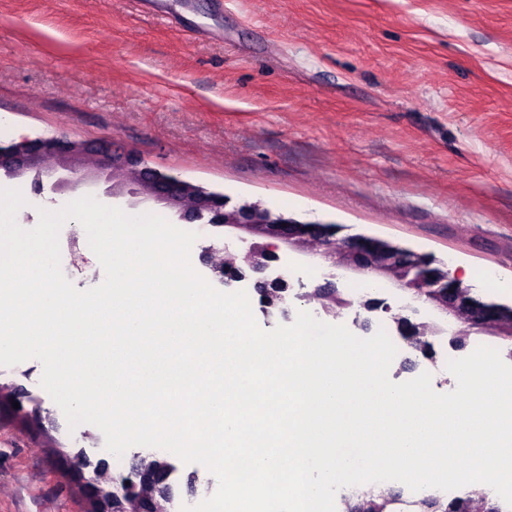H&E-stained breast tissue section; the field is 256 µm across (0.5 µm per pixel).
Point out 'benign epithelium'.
I'll list each match as a JSON object with an SVG mask.
<instances>
[{
    "instance_id": "obj_1",
    "label": "benign epithelium",
    "mask_w": 512,
    "mask_h": 512,
    "mask_svg": "<svg viewBox=\"0 0 512 512\" xmlns=\"http://www.w3.org/2000/svg\"><path fill=\"white\" fill-rule=\"evenodd\" d=\"M93 146L62 137H23L14 144L0 148V175L30 182L36 195L45 191L64 194L78 185L112 182L105 193L111 197L128 195L132 208L146 202L161 204L175 212L179 220L206 224L224 232V245H211L203 261L219 273L224 286L232 288L260 275L254 287L261 289L265 303L275 304L284 316L287 306L288 272L279 265L281 252H293L324 262V284L311 294L298 295L321 302L323 311L349 306L338 291V284L360 276L378 286L383 293L395 295L398 307L385 296L377 297L363 307L381 312L403 329L406 340L421 348L430 346L429 337L451 335L450 346L463 351L471 335L493 336L512 342V304L485 300L475 295L459 279L433 265L431 259L415 258L400 253L386 242L365 236L337 237L338 230L322 222L299 221L284 215L274 216L259 203H243L226 208L224 195L208 190L195 192L192 205L184 196L195 188L191 182L148 165L138 154L113 152L100 148L103 163L99 170L81 174L72 162L92 150ZM54 158L61 168H47L44 161ZM244 247L243 261L249 272L239 273L235 248ZM77 475L84 488L90 512H167L166 493L153 482L154 464L144 458L140 490L120 501L115 477L109 467L90 460L85 449L76 452Z\"/></svg>"
}]
</instances>
